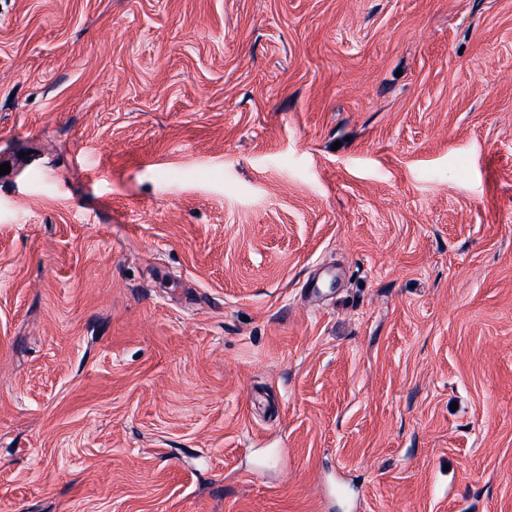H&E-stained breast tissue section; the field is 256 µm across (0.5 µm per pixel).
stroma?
<instances>
[{
	"mask_svg": "<svg viewBox=\"0 0 512 512\" xmlns=\"http://www.w3.org/2000/svg\"><path fill=\"white\" fill-rule=\"evenodd\" d=\"M24 152L0 512H512V0H0Z\"/></svg>",
	"mask_w": 512,
	"mask_h": 512,
	"instance_id": "obj_1",
	"label": "stroma"
}]
</instances>
